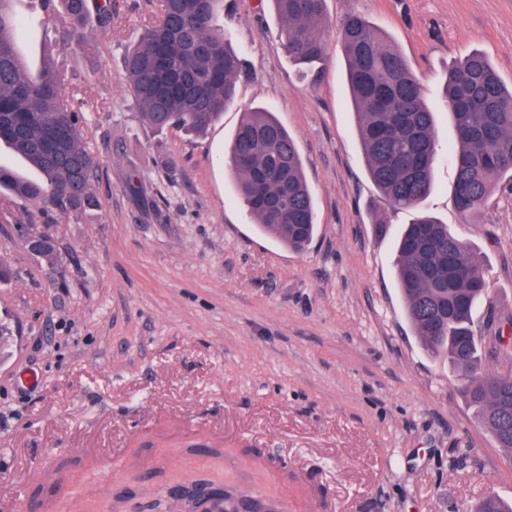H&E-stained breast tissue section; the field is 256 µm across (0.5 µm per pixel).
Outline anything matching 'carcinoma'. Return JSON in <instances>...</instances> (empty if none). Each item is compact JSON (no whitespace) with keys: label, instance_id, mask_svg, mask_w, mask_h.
Masks as SVG:
<instances>
[{"label":"carcinoma","instance_id":"obj_1","mask_svg":"<svg viewBox=\"0 0 512 512\" xmlns=\"http://www.w3.org/2000/svg\"><path fill=\"white\" fill-rule=\"evenodd\" d=\"M16 0H0V147L37 172L34 179L0 163V193L44 215H79L95 206L96 161L82 141L84 117L61 104L65 79L44 62L31 67L19 50L62 13L82 30L112 23V0H42L43 16L22 20ZM288 57L305 67L325 60V0H272ZM224 0H162L160 16L142 29L126 54L129 91L143 121L157 129L200 134L232 102L245 75L224 40ZM351 103L369 176L397 210L416 208L433 189L438 161L434 112L402 53L354 10L338 29ZM456 145L454 199L463 213L481 208L497 183L512 188V87L486 56L470 53L448 74L445 91ZM237 192L262 231L294 251L315 233V208L297 145L263 108L243 115L229 146ZM396 277L406 316L425 350L448 358L458 390L500 448L512 451V375L487 371L488 343L503 336L495 311L477 325L487 299L484 255L448 225L422 215L397 244ZM210 512H234L233 494L217 487ZM475 512H512L489 495Z\"/></svg>","mask_w":512,"mask_h":512}]
</instances>
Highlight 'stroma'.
I'll return each instance as SVG.
<instances>
[{"instance_id":"stroma-1","label":"stroma","mask_w":512,"mask_h":512,"mask_svg":"<svg viewBox=\"0 0 512 512\" xmlns=\"http://www.w3.org/2000/svg\"><path fill=\"white\" fill-rule=\"evenodd\" d=\"M158 0H115L112 24L67 49L64 21L22 44L66 77L97 162L89 214L46 223L0 195V512H141L184 475L277 498L286 512H469L512 500V452L456 390L448 360L408 322L395 280V210L368 177L336 39L355 8L404 54L436 112L441 152L423 210L485 256L499 316H512V190L478 212L454 202L449 69L483 52L512 85V0H326L327 55L288 58L271 0H224V38L249 76L201 135L156 131L129 92L124 55ZM294 138L317 230L301 253L259 232L225 163L245 112ZM390 226L376 237L373 218ZM18 224L44 226L53 260Z\"/></svg>"}]
</instances>
